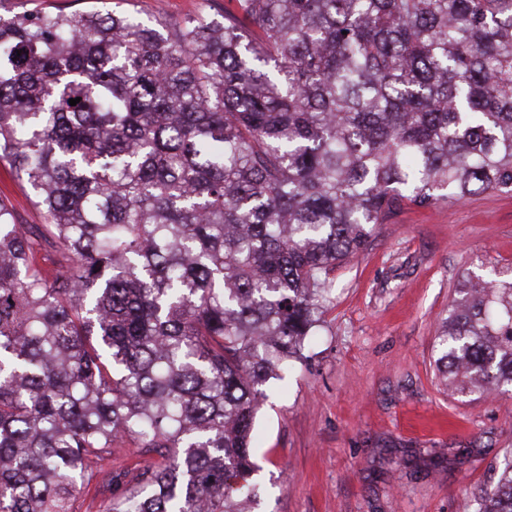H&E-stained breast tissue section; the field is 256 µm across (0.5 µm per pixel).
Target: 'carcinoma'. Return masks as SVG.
<instances>
[{
  "label": "carcinoma",
  "instance_id": "carcinoma-1",
  "mask_svg": "<svg viewBox=\"0 0 512 512\" xmlns=\"http://www.w3.org/2000/svg\"><path fill=\"white\" fill-rule=\"evenodd\" d=\"M236 2L0 18V163L47 219L0 200V512H77L126 437L104 512H248L329 272L398 209L512 192V0ZM455 294L437 371L511 397L512 267Z\"/></svg>",
  "mask_w": 512,
  "mask_h": 512
}]
</instances>
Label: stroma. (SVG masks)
<instances>
[{
	"label": "stroma",
	"instance_id": "35a3bbf8",
	"mask_svg": "<svg viewBox=\"0 0 512 512\" xmlns=\"http://www.w3.org/2000/svg\"><path fill=\"white\" fill-rule=\"evenodd\" d=\"M229 0H0V17L129 10L223 20ZM0 201L45 224L0 165ZM512 265V193L403 209L334 269L318 336L255 423L257 512H475L512 451V398L444 386L434 358L461 276Z\"/></svg>",
	"mask_w": 512,
	"mask_h": 512
}]
</instances>
